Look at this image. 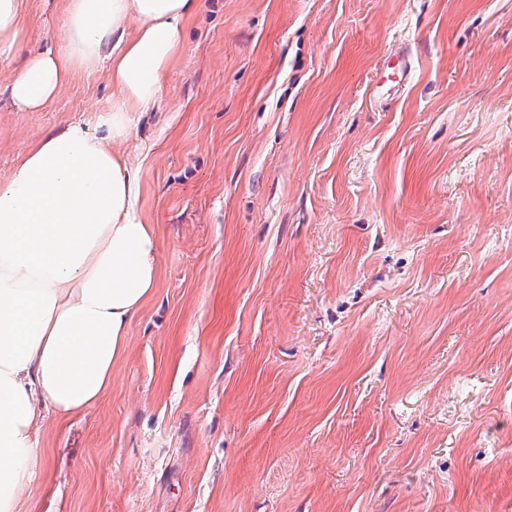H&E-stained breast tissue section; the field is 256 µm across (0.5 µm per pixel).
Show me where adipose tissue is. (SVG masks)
<instances>
[{
	"mask_svg": "<svg viewBox=\"0 0 512 512\" xmlns=\"http://www.w3.org/2000/svg\"><path fill=\"white\" fill-rule=\"evenodd\" d=\"M197 0H66L61 45L23 53L24 0H0L5 92L41 111L77 69L106 68L101 128L73 123L30 146L0 186V512H19L46 463L37 433L96 404L159 283L158 242L122 146L153 105Z\"/></svg>",
	"mask_w": 512,
	"mask_h": 512,
	"instance_id": "obj_1",
	"label": "adipose tissue"
}]
</instances>
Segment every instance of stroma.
Masks as SVG:
<instances>
[{
  "mask_svg": "<svg viewBox=\"0 0 512 512\" xmlns=\"http://www.w3.org/2000/svg\"><path fill=\"white\" fill-rule=\"evenodd\" d=\"M111 101L0 95V183ZM124 150L159 285L24 512H512V0H199Z\"/></svg>",
  "mask_w": 512,
  "mask_h": 512,
  "instance_id": "stroma-1",
  "label": "stroma"
}]
</instances>
